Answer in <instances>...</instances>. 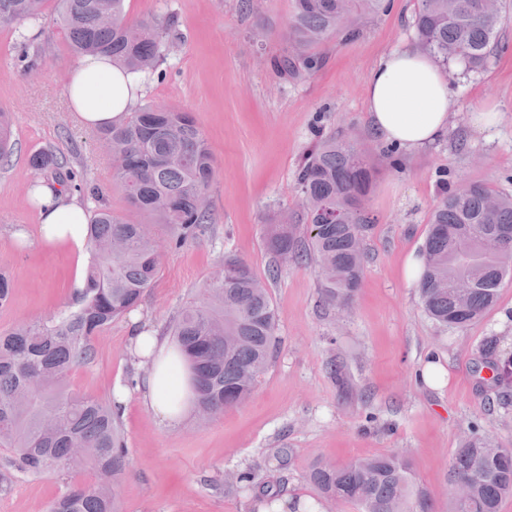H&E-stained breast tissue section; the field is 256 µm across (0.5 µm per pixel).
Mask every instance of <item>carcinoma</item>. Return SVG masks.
I'll return each instance as SVG.
<instances>
[{"label": "carcinoma", "instance_id": "1", "mask_svg": "<svg viewBox=\"0 0 512 512\" xmlns=\"http://www.w3.org/2000/svg\"><path fill=\"white\" fill-rule=\"evenodd\" d=\"M59 23L78 55H100L133 72L154 70L176 44L175 20L132 21L125 0H56ZM48 0H0V27L44 17ZM386 9L385 0H292L289 38L293 51L277 64L284 75L317 65L309 50L331 38L350 40L358 23ZM512 21L507 0L491 9L486 0H417L416 46L446 67L459 62L484 68L498 48L501 29ZM112 155V180L129 204L164 227L171 249L214 223L205 203L215 176L210 147L189 112L145 105L119 125L100 130ZM12 150L9 114L0 111V159ZM40 171L59 172L51 152L32 157ZM374 161L346 140H321L297 173L302 212L265 218L266 246L273 256L269 278L289 262L315 264L326 300L349 304L360 284L365 251L358 247L374 223L366 201ZM306 235L298 234V224ZM423 250L420 299L425 313L444 326L480 319L497 301L512 274V195L474 182L470 190L443 191L429 220ZM498 238L499 255L472 266L459 263L473 238ZM162 244L151 224H134L99 206L88 224L90 261L78 307L17 325L0 336V447L17 471L29 476L93 474L53 500L49 512H119L116 488L128 474L119 422L122 406L75 392L71 371L90 360L92 340L138 307L159 273ZM224 278H214L200 299L171 322L170 334L193 372L197 412L207 418L251 395L276 348L277 316L268 285L250 264L224 256ZM311 482L326 500H343L357 512H431L427 494L398 454L359 459L348 466L321 464ZM470 487L456 500L455 484ZM449 512H498L512 494V448L473 435L457 448L449 470Z\"/></svg>", "mask_w": 512, "mask_h": 512}]
</instances>
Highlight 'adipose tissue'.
Masks as SVG:
<instances>
[{
    "instance_id": "1",
    "label": "adipose tissue",
    "mask_w": 512,
    "mask_h": 512,
    "mask_svg": "<svg viewBox=\"0 0 512 512\" xmlns=\"http://www.w3.org/2000/svg\"><path fill=\"white\" fill-rule=\"evenodd\" d=\"M70 109L79 125L99 130L124 121L142 94L140 79L104 56L85 57L63 79ZM366 112L375 137L409 152L448 134L452 99L436 61L408 46L385 53L366 78ZM43 246L82 248L89 221L84 205L46 185L31 188ZM129 348L147 367L135 388L118 383L113 393L125 400L137 391L141 403L169 427L177 428L195 408L191 369L171 337L148 324L130 331Z\"/></svg>"
}]
</instances>
